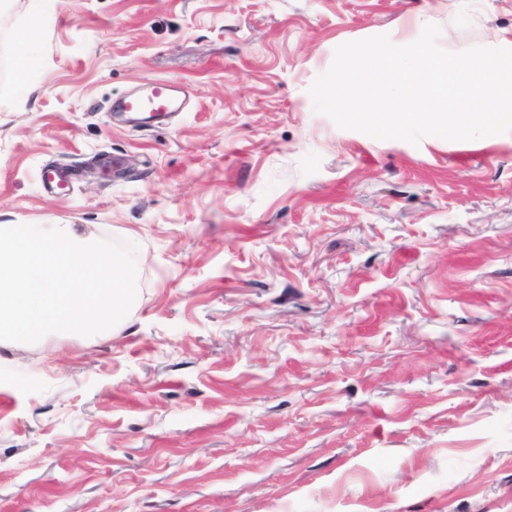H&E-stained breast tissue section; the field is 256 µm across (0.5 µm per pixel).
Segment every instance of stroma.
<instances>
[{"label":"stroma","mask_w":512,"mask_h":512,"mask_svg":"<svg viewBox=\"0 0 512 512\" xmlns=\"http://www.w3.org/2000/svg\"><path fill=\"white\" fill-rule=\"evenodd\" d=\"M17 20L5 0L0 224L135 243L138 294L116 333L0 341V512H512V132L378 140L308 94L379 34L510 47L512 0ZM157 79L186 94L167 120L111 112Z\"/></svg>","instance_id":"stroma-1"}]
</instances>
